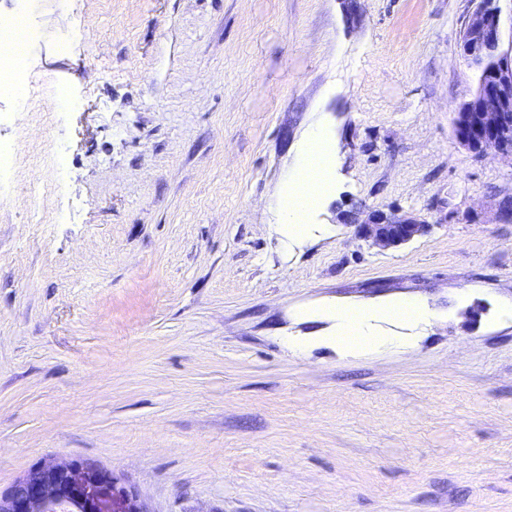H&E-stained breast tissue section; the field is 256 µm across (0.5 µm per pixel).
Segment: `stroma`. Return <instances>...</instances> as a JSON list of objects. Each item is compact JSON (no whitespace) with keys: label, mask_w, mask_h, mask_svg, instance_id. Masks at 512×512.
Masks as SVG:
<instances>
[{"label":"stroma","mask_w":512,"mask_h":512,"mask_svg":"<svg viewBox=\"0 0 512 512\" xmlns=\"http://www.w3.org/2000/svg\"><path fill=\"white\" fill-rule=\"evenodd\" d=\"M478 5L0 0L32 30L0 96V492L89 459L151 512H512V158L453 126ZM315 125L335 176L291 240L270 204ZM355 205L430 227L381 250ZM408 296L428 322L373 323L405 345L331 343L324 309Z\"/></svg>","instance_id":"35a3bbf8"}]
</instances>
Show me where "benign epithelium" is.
<instances>
[{
  "mask_svg": "<svg viewBox=\"0 0 512 512\" xmlns=\"http://www.w3.org/2000/svg\"><path fill=\"white\" fill-rule=\"evenodd\" d=\"M497 0H480L461 38L463 57L470 62L495 52L469 99L454 113L457 142L479 154L512 156V51L500 46ZM343 223L359 225L364 240L381 250L395 248L424 235L426 221L394 211L338 212ZM0 512H150L137 492L111 472L89 460L40 463L5 494Z\"/></svg>",
  "mask_w": 512,
  "mask_h": 512,
  "instance_id": "1",
  "label": "benign epithelium"
}]
</instances>
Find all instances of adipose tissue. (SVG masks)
Here are the masks:
<instances>
[{
  "label": "adipose tissue",
  "instance_id": "adipose-tissue-1",
  "mask_svg": "<svg viewBox=\"0 0 512 512\" xmlns=\"http://www.w3.org/2000/svg\"><path fill=\"white\" fill-rule=\"evenodd\" d=\"M333 175L328 139L322 129H312L302 143L300 166L293 177L288 195L279 203L281 222L289 237L294 238L303 233L301 218L304 212L314 206ZM330 315L336 321L335 343L350 353L380 344V337L371 333L374 320L389 317L419 324L427 322L431 317L430 311L415 297L378 309L336 308L331 310Z\"/></svg>",
  "mask_w": 512,
  "mask_h": 512
}]
</instances>
